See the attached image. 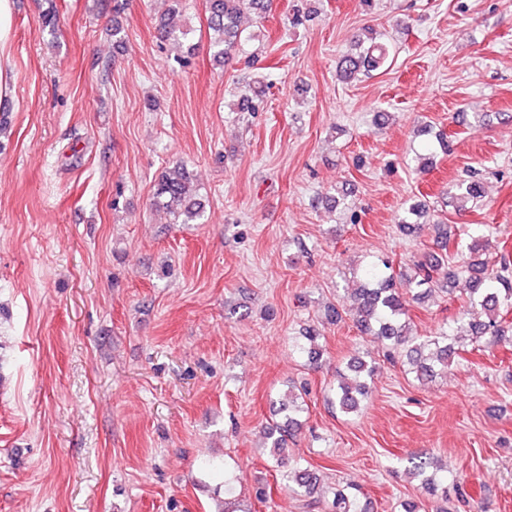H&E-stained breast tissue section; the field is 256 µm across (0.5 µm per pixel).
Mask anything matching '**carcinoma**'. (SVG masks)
<instances>
[{"label":"carcinoma","instance_id":"carcinoma-1","mask_svg":"<svg viewBox=\"0 0 512 512\" xmlns=\"http://www.w3.org/2000/svg\"><path fill=\"white\" fill-rule=\"evenodd\" d=\"M272 8V0H205L208 29L213 32L211 45L215 57L226 63L235 55L240 34L238 22L246 12L259 16ZM360 47L356 53L344 55L337 66V76L348 83L361 72H372L381 68L388 56V47L375 40L367 41L355 36ZM268 85L261 80L248 84V91L241 97V110L253 112L258 102L266 95ZM484 184L470 178L457 183L456 211L463 214L468 205L477 204L483 196ZM335 206L342 204L351 211L350 220L356 222L358 215L353 201V190L344 187L337 196L329 199ZM156 207L174 215L179 224L194 223L203 217V205L192 198L189 174L180 164H174L162 174L154 194ZM428 213L426 204L412 201L407 204L398 221L402 233L414 237L432 234L437 252L426 261L414 263V274L394 272L386 258H376L361 272L362 283L354 289L357 301L353 318L356 329L365 335L378 336L388 342V357L395 359L403 355L419 379L432 378L448 371L455 360L454 344L469 337L492 347L506 339L512 341V254H491L485 247L486 234L491 229L481 224L462 235L438 217L432 222H421ZM464 294L463 310L452 319L448 327L433 336H418L413 332L409 316V304L421 301L430 293L450 291L459 282ZM300 351L309 364L315 366L321 360L323 348L319 345L320 333L314 328L305 330ZM350 377L338 381L334 401L344 413L360 409L368 397L366 380L376 370L375 363L359 356L348 360ZM302 411L299 397H288V418L283 424L268 423L263 427L270 447L281 449L290 431L298 427L296 415ZM203 468L224 471V507L218 512H237L236 503L230 495L240 476L223 466L208 460ZM288 485H295L311 497L315 493L313 473L296 467L284 474ZM333 512H365L357 496L338 490L332 501Z\"/></svg>","mask_w":512,"mask_h":512}]
</instances>
